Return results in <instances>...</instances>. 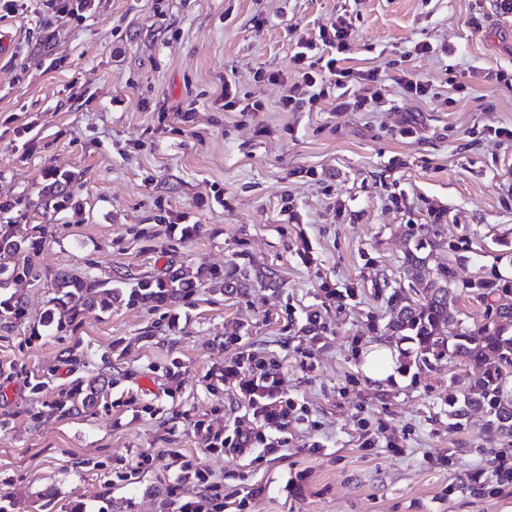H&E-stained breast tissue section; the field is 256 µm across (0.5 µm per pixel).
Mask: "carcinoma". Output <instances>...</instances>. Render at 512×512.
<instances>
[{
	"label": "carcinoma",
	"mask_w": 512,
	"mask_h": 512,
	"mask_svg": "<svg viewBox=\"0 0 512 512\" xmlns=\"http://www.w3.org/2000/svg\"><path fill=\"white\" fill-rule=\"evenodd\" d=\"M41 197L47 207L64 209L71 205L66 183L55 174L49 175ZM45 244V227L40 224L31 225L24 233L17 224H0V322L11 324L25 317L24 301L11 287L41 278L33 257L43 251ZM441 251L448 257L439 258ZM451 251L452 246L437 226L428 236L411 235L404 265L419 281L421 298L397 304L388 331L416 344L425 356L446 358L450 367L459 362L472 369L463 379L453 377L457 389L448 395V415L457 419V425H462L470 412L480 410L489 425L501 435L512 437V394L505 389L506 376L512 374V303L487 306L481 321L472 327L453 317L464 295L482 301L491 294L512 296V280L496 281L484 276L463 280ZM209 276L222 281L226 289L243 288L248 280L245 272L233 278L212 270ZM51 280L55 296L49 300L51 307L45 311L41 325L57 333L73 332L86 314L106 313L115 305L170 307L188 297L194 285L193 275L184 265L163 276L144 278L128 292L93 276L79 277L63 270L51 274ZM111 386L112 381L104 375L78 379L72 388L58 394L51 411L60 417L86 413L108 398Z\"/></svg>",
	"instance_id": "carcinoma-1"
}]
</instances>
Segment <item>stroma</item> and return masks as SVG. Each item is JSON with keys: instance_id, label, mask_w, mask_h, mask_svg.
Here are the masks:
<instances>
[{"instance_id": "1", "label": "stroma", "mask_w": 512, "mask_h": 512, "mask_svg": "<svg viewBox=\"0 0 512 512\" xmlns=\"http://www.w3.org/2000/svg\"><path fill=\"white\" fill-rule=\"evenodd\" d=\"M340 17L353 37L323 55L377 72L380 99L337 111L348 82L284 106L296 41ZM0 29L15 38L0 55V199H22L14 223L48 225L42 270L126 291L173 262L250 273L233 294L205 278L172 307L91 313L54 336L40 326L48 276L20 286L25 318L0 324L9 512H177L205 497L214 512H512L499 477L512 441L482 413L448 417L464 367L422 361L386 330L415 295L408 232L440 225L461 278L512 279V139L498 134L512 130V13L497 0H95L63 20L28 0ZM50 172L70 176L72 208L44 211ZM378 342L397 354L384 382L361 369ZM74 346L87 364L73 372ZM248 354L273 362L306 418L275 452L211 453L209 436L253 426L220 379ZM103 368L112 390L96 409L28 418Z\"/></svg>"}]
</instances>
